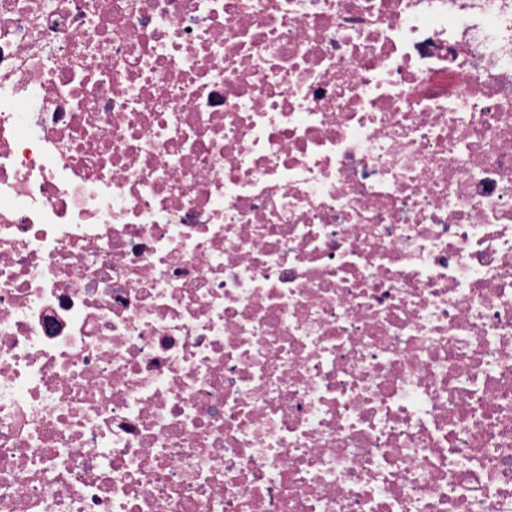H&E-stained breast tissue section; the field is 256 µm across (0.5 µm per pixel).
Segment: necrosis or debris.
<instances>
[{
  "mask_svg": "<svg viewBox=\"0 0 512 512\" xmlns=\"http://www.w3.org/2000/svg\"><path fill=\"white\" fill-rule=\"evenodd\" d=\"M0 512H512V0H0Z\"/></svg>",
  "mask_w": 512,
  "mask_h": 512,
  "instance_id": "necrosis-or-debris-1",
  "label": "necrosis or debris"
}]
</instances>
